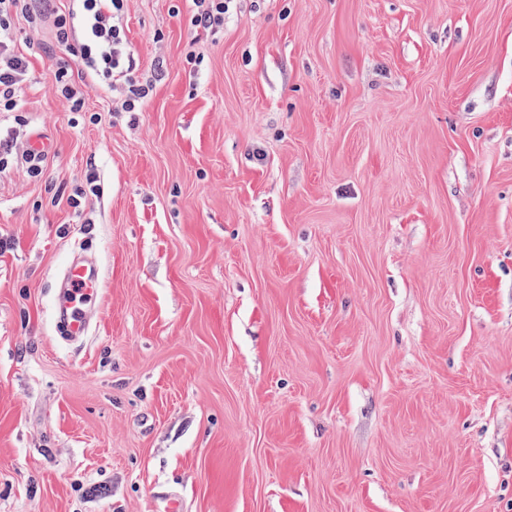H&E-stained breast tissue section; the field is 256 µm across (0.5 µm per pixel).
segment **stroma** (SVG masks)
<instances>
[{"mask_svg": "<svg viewBox=\"0 0 512 512\" xmlns=\"http://www.w3.org/2000/svg\"><path fill=\"white\" fill-rule=\"evenodd\" d=\"M69 6L0 112V512H512V0H127L136 114L58 91ZM195 11L191 22L201 32L216 34L224 29V14L229 10L231 0H192ZM104 287L105 276L98 266L73 262L67 268L66 281L54 302V312L66 337L80 339L88 336L86 314L98 305Z\"/></svg>", "mask_w": 512, "mask_h": 512, "instance_id": "1", "label": "stroma"}]
</instances>
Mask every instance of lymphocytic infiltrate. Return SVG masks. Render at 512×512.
I'll return each instance as SVG.
<instances>
[{
	"label": "lymphocytic infiltrate",
	"instance_id": "1",
	"mask_svg": "<svg viewBox=\"0 0 512 512\" xmlns=\"http://www.w3.org/2000/svg\"><path fill=\"white\" fill-rule=\"evenodd\" d=\"M125 0H76L75 10L55 12L53 38L65 47L71 63L61 64L54 73L62 94L72 102V111L83 103L72 88L74 68H81L99 84L121 87L125 92L122 109L137 112L149 89L137 83L125 65L127 40L120 23ZM30 0H0V112L23 108V85L28 59L17 44L14 19L31 14Z\"/></svg>",
	"mask_w": 512,
	"mask_h": 512
}]
</instances>
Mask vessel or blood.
<instances>
[{"label":"vessel or blood","mask_w":512,"mask_h":512,"mask_svg":"<svg viewBox=\"0 0 512 512\" xmlns=\"http://www.w3.org/2000/svg\"><path fill=\"white\" fill-rule=\"evenodd\" d=\"M104 287L105 276L98 266L77 262L68 267L66 281L54 302V312L68 338L87 336V311L98 305Z\"/></svg>","instance_id":"vessel-or-blood-1"}]
</instances>
